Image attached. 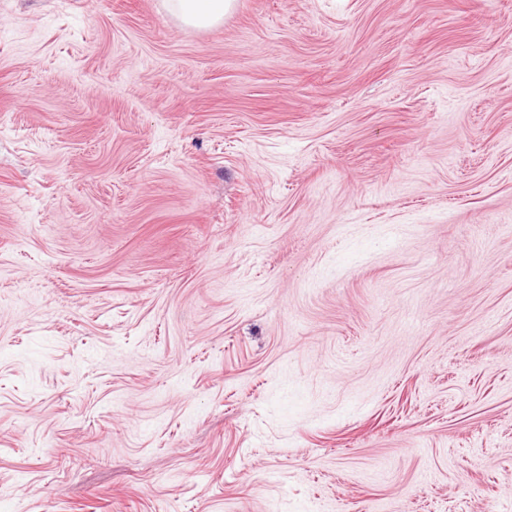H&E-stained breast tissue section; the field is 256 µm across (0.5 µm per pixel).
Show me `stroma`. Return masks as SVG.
<instances>
[{"label":"stroma","mask_w":512,"mask_h":512,"mask_svg":"<svg viewBox=\"0 0 512 512\" xmlns=\"http://www.w3.org/2000/svg\"><path fill=\"white\" fill-rule=\"evenodd\" d=\"M0 512H512V0H0ZM165 6L184 26L204 29L220 24L235 7V0H165Z\"/></svg>","instance_id":"stroma-1"}]
</instances>
